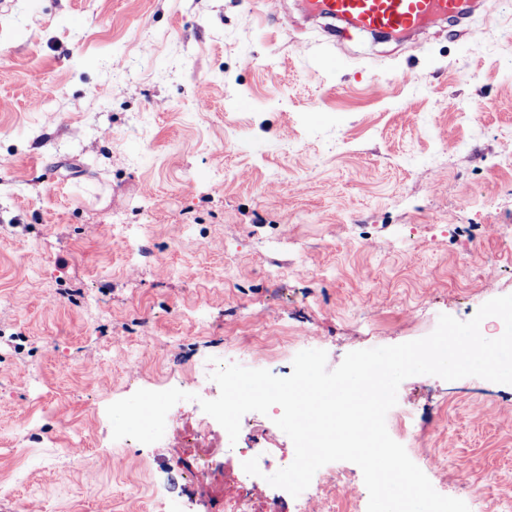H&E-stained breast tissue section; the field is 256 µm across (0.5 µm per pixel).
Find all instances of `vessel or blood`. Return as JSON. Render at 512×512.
<instances>
[{
  "label": "vessel or blood",
  "mask_w": 512,
  "mask_h": 512,
  "mask_svg": "<svg viewBox=\"0 0 512 512\" xmlns=\"http://www.w3.org/2000/svg\"><path fill=\"white\" fill-rule=\"evenodd\" d=\"M310 17L330 20L325 31L326 44H335L336 24L356 30L403 38L421 32L434 20H459L465 11L464 0H304Z\"/></svg>",
  "instance_id": "b4317fda"
}]
</instances>
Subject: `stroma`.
<instances>
[{
	"label": "stroma",
	"mask_w": 512,
	"mask_h": 512,
	"mask_svg": "<svg viewBox=\"0 0 512 512\" xmlns=\"http://www.w3.org/2000/svg\"><path fill=\"white\" fill-rule=\"evenodd\" d=\"M499 11L475 0L469 23L492 27L476 46L437 20L414 44L349 29L331 54L299 0L0 10V512H153L178 494L183 448L113 446L106 409L226 360L235 337H263L260 368L284 377L305 348L333 369L512 294ZM123 224L165 263L135 262ZM408 233L413 248L394 249ZM128 348L144 353L133 383ZM279 415L248 413L247 430L290 455ZM386 427L414 463L434 460L437 492L512 512V385L412 376ZM76 433L84 467L66 452ZM334 468L349 479L334 512H367L361 469Z\"/></svg>",
	"instance_id": "stroma-1"
}]
</instances>
